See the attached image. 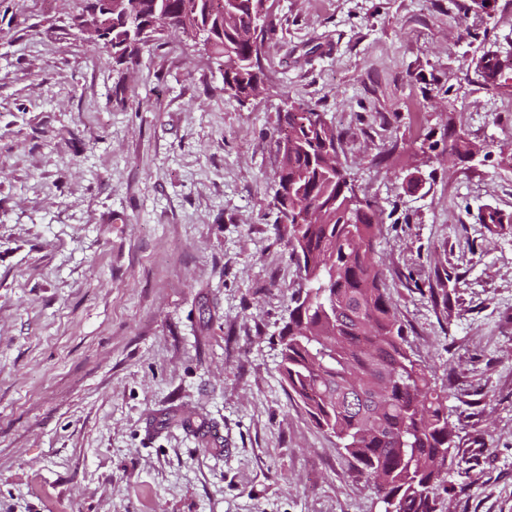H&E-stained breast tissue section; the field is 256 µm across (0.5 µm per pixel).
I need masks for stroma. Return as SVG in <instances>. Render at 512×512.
<instances>
[{"label":"stroma","instance_id":"35a3bbf8","mask_svg":"<svg viewBox=\"0 0 512 512\" xmlns=\"http://www.w3.org/2000/svg\"><path fill=\"white\" fill-rule=\"evenodd\" d=\"M79 3L0 0V512H384L279 372L287 100L344 133L407 346L447 387L438 512H512V80L466 73L512 54V0H268L244 105L177 37L118 71ZM451 119L487 156L430 150ZM511 73L512 61L507 57L502 59L497 54L487 52L475 62V81L487 90L498 89L500 85L511 79L509 77Z\"/></svg>","mask_w":512,"mask_h":512}]
</instances>
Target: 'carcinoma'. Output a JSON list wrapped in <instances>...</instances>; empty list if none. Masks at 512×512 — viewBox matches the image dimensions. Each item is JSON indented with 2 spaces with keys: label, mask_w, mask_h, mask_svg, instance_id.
Returning a JSON list of instances; mask_svg holds the SVG:
<instances>
[{
  "label": "carcinoma",
  "mask_w": 512,
  "mask_h": 512,
  "mask_svg": "<svg viewBox=\"0 0 512 512\" xmlns=\"http://www.w3.org/2000/svg\"><path fill=\"white\" fill-rule=\"evenodd\" d=\"M272 26L267 0H112V28L102 35L117 65L134 64L171 35L203 45L222 73V90L240 104L265 77L253 33ZM512 60L484 53L475 81L496 90ZM324 113L301 103L278 110L288 140L278 166L275 223L288 216V243L304 296L279 333V371L288 393L315 425L334 435L374 493L394 512H437L438 459L455 455L447 392L413 359L403 326L375 262L377 206L351 211L337 153L326 146ZM443 151L467 162L484 148L446 125Z\"/></svg>",
  "instance_id": "1"
}]
</instances>
